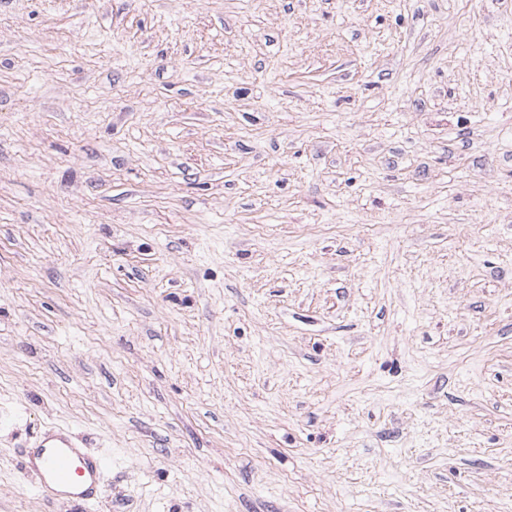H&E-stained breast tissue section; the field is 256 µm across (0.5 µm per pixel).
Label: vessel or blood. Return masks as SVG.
Wrapping results in <instances>:
<instances>
[{"label": "vessel or blood", "instance_id": "obj_1", "mask_svg": "<svg viewBox=\"0 0 512 512\" xmlns=\"http://www.w3.org/2000/svg\"><path fill=\"white\" fill-rule=\"evenodd\" d=\"M23 454V476L35 477L38 493L59 512H84L101 502L111 464L68 431L44 430Z\"/></svg>", "mask_w": 512, "mask_h": 512}]
</instances>
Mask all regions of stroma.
<instances>
[{
  "instance_id": "35a3bbf8",
  "label": "stroma",
  "mask_w": 512,
  "mask_h": 512,
  "mask_svg": "<svg viewBox=\"0 0 512 512\" xmlns=\"http://www.w3.org/2000/svg\"><path fill=\"white\" fill-rule=\"evenodd\" d=\"M512 512V0H0V512ZM22 477L36 479L38 493L60 510H81L102 500L109 460L72 436L51 427L23 450Z\"/></svg>"
}]
</instances>
